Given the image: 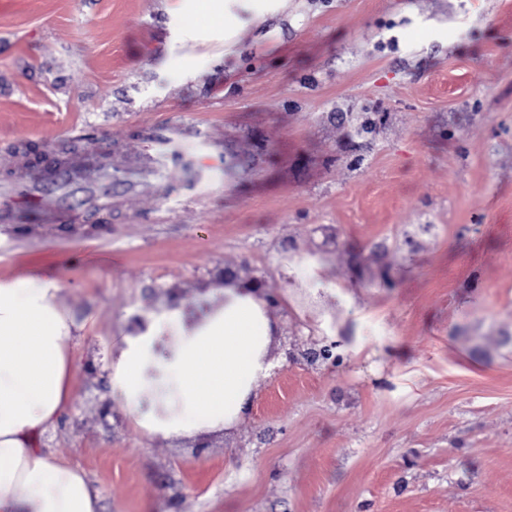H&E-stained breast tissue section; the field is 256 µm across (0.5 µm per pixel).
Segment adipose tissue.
Segmentation results:
<instances>
[{"label":"adipose tissue","instance_id":"obj_1","mask_svg":"<svg viewBox=\"0 0 512 512\" xmlns=\"http://www.w3.org/2000/svg\"><path fill=\"white\" fill-rule=\"evenodd\" d=\"M288 0H179L185 40L221 36L273 18ZM53 275L0 274V512H99L82 470L40 446L69 408L82 338ZM265 289L238 282L196 323L182 304L138 313L107 358L112 399L146 439L178 441L233 431L255 382L273 366L275 326ZM165 336L179 343L158 354Z\"/></svg>","mask_w":512,"mask_h":512}]
</instances>
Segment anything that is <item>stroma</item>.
I'll return each mask as SVG.
<instances>
[{
    "label": "stroma",
    "mask_w": 512,
    "mask_h": 512,
    "mask_svg": "<svg viewBox=\"0 0 512 512\" xmlns=\"http://www.w3.org/2000/svg\"><path fill=\"white\" fill-rule=\"evenodd\" d=\"M179 23L0 0V198L60 208L0 223V273L62 274L89 323L46 452L100 512H512V0H288L228 50ZM311 255L352 301L307 295ZM287 263L248 416L139 435L103 362L132 313ZM325 321L359 348L308 363Z\"/></svg>",
    "instance_id": "obj_1"
}]
</instances>
